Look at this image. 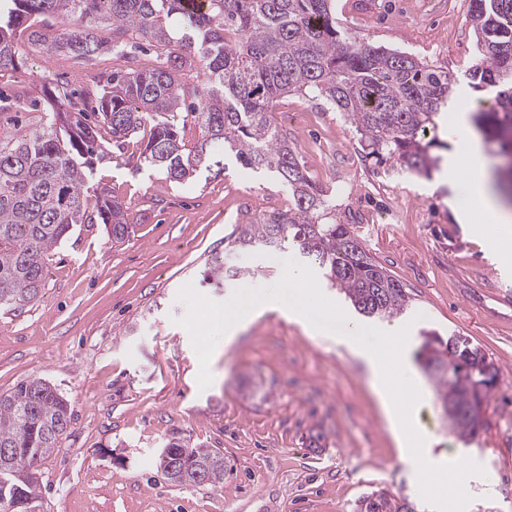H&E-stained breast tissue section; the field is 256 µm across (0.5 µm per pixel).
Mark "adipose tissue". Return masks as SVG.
I'll use <instances>...</instances> for the list:
<instances>
[{
  "mask_svg": "<svg viewBox=\"0 0 512 512\" xmlns=\"http://www.w3.org/2000/svg\"><path fill=\"white\" fill-rule=\"evenodd\" d=\"M461 147L472 162L467 191L477 204L471 219L473 229L481 233L484 232L486 225H496V234L488 238L487 244L490 248H499L501 244L512 241V216L508 215L488 184L477 136L469 132L464 133Z\"/></svg>",
  "mask_w": 512,
  "mask_h": 512,
  "instance_id": "1",
  "label": "adipose tissue"
}]
</instances>
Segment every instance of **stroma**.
Masks as SVG:
<instances>
[{
    "label": "stroma",
    "instance_id": "1",
    "mask_svg": "<svg viewBox=\"0 0 512 512\" xmlns=\"http://www.w3.org/2000/svg\"><path fill=\"white\" fill-rule=\"evenodd\" d=\"M468 15L469 0H336L345 31L455 77L450 108L437 119L442 162L431 177L364 158L354 128L319 102L289 95L274 107L306 114L287 128L301 164L337 219L409 289L421 319L408 362L420 367L417 354L433 330L468 337L498 367L477 438L452 430L426 373L416 422L436 438L435 453L482 465L484 476L467 486L466 512H512V287L492 275L503 265L512 271V257L492 258L484 238L460 220L475 204L462 189L458 125L496 107L492 94L466 79L478 55ZM18 52L24 63L0 74V88L35 90L48 76L86 86L112 69L108 52L85 70L24 39ZM139 152V139H131L93 176L127 204L130 237L115 244L101 225H77L45 255L41 294L0 311V394L37 377L72 411L67 437L39 468L41 512H357L377 489L425 512L418 477L399 460L367 368L348 345L307 336L300 324L266 312L235 344L216 346L213 382L199 388L178 293L191 284L223 301L239 287L274 285L279 261L230 254L226 244L236 225L284 210L288 193L235 168L179 184L136 168ZM228 260L241 275H220ZM173 438L220 449L223 482L171 485L158 458Z\"/></svg>",
    "mask_w": 512,
    "mask_h": 512
}]
</instances>
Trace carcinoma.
<instances>
[{
    "label": "carcinoma",
    "instance_id": "carcinoma-1",
    "mask_svg": "<svg viewBox=\"0 0 512 512\" xmlns=\"http://www.w3.org/2000/svg\"><path fill=\"white\" fill-rule=\"evenodd\" d=\"M71 18L63 34L50 19ZM469 23L479 59L469 70L472 87L494 94L497 108L475 112V133L512 155V0H471ZM51 56L66 53L92 65L105 46L125 62L95 90L78 92L47 80L38 95L17 89L5 105L43 106L31 125L0 133V309L38 297L44 256L78 224H103L112 241L130 233L128 207L105 187L91 184L97 164L109 157L97 127L112 133V147L147 133L139 165L164 170L183 183L215 156L288 191L291 207L239 224L231 247L266 255L292 250L317 264L331 287L369 318L391 320L411 308L404 284L362 246L351 225L336 221L335 207L306 173L294 144L272 119L277 98L298 95L340 112L359 135L367 157L391 160L400 170L430 177L441 157L428 139L449 105L455 78L402 51L375 47L336 26L335 0H206L188 10L187 0H0V73L19 66L17 40ZM166 51L155 66L134 65L139 42ZM202 71L197 83L182 80ZM192 99L186 115L182 106ZM199 128L189 146L188 117ZM96 194L90 212L86 193ZM419 359L436 381L454 432L474 438L499 380V368L464 336L431 333ZM71 426L68 401L40 378L0 395V508L39 499L34 465L60 447ZM159 460L166 480L196 485L224 477V457L202 444H165ZM358 512H415L386 491L359 501Z\"/></svg>",
    "mask_w": 512,
    "mask_h": 512
}]
</instances>
